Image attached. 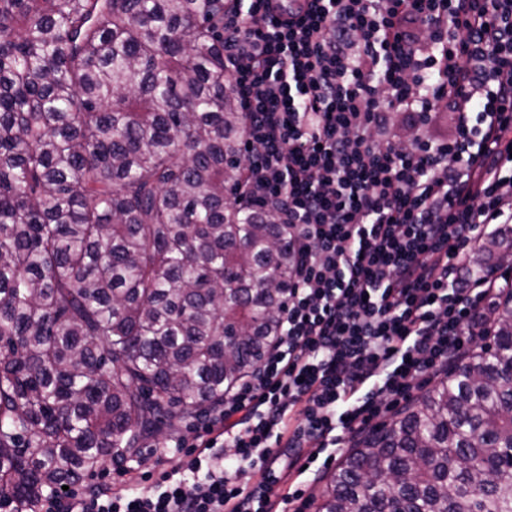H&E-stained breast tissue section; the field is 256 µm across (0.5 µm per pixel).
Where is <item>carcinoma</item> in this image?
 <instances>
[{
	"mask_svg": "<svg viewBox=\"0 0 512 512\" xmlns=\"http://www.w3.org/2000/svg\"><path fill=\"white\" fill-rule=\"evenodd\" d=\"M244 135L223 0H0V498L122 463L261 361L292 264L234 200ZM487 318L319 512H512V287Z\"/></svg>",
	"mask_w": 512,
	"mask_h": 512,
	"instance_id": "1",
	"label": "carcinoma"
}]
</instances>
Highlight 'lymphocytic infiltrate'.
Here are the masks:
<instances>
[{
  "mask_svg": "<svg viewBox=\"0 0 512 512\" xmlns=\"http://www.w3.org/2000/svg\"><path fill=\"white\" fill-rule=\"evenodd\" d=\"M286 3L282 17L275 0H224L246 114L237 199L292 244L281 336L196 442L153 449L151 484L60 489L37 512H305L308 466L486 332L501 279L468 259L512 223V0ZM442 108L453 127L429 139Z\"/></svg>",
  "mask_w": 512,
  "mask_h": 512,
  "instance_id": "1",
  "label": "lymphocytic infiltrate"
}]
</instances>
